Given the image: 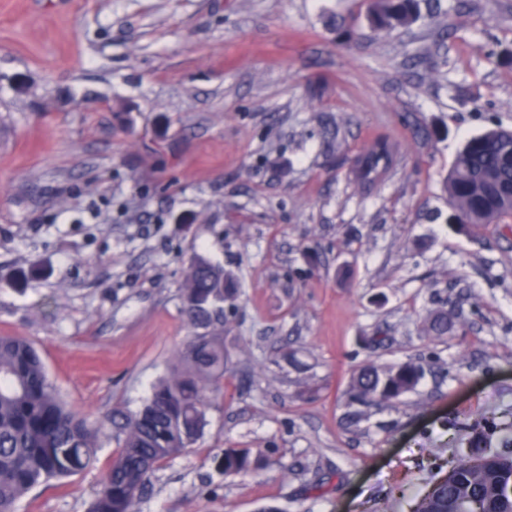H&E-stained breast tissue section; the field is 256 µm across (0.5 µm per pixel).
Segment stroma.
Masks as SVG:
<instances>
[{
  "mask_svg": "<svg viewBox=\"0 0 512 512\" xmlns=\"http://www.w3.org/2000/svg\"><path fill=\"white\" fill-rule=\"evenodd\" d=\"M418 3L375 32L370 0H0V336L73 410L133 413L192 334L191 257L240 290L204 434L132 512H410L467 425L512 422V223L458 231L442 190L512 127V0ZM378 138L397 162L365 191ZM409 360L414 392L352 398ZM228 448L263 469L224 475ZM117 451L104 429L99 466L17 512H89ZM396 152L391 143L377 139L359 153L352 162L355 180L365 188L380 182L392 168ZM423 372L414 361L383 368L368 364L353 378L351 392L366 404L394 401L415 390Z\"/></svg>",
  "mask_w": 512,
  "mask_h": 512,
  "instance_id": "obj_1",
  "label": "stroma"
}]
</instances>
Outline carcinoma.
<instances>
[{"label":"carcinoma","instance_id":"carcinoma-1","mask_svg":"<svg viewBox=\"0 0 512 512\" xmlns=\"http://www.w3.org/2000/svg\"><path fill=\"white\" fill-rule=\"evenodd\" d=\"M418 18L415 0H371L375 30L405 27ZM396 152L377 139L352 162L355 180L365 188L380 182ZM448 201L462 228L504 224L512 218V130L491 128L467 139L444 179ZM238 288L224 265L197 254L190 262L182 306L194 332L180 353L177 368L160 379L137 413L91 421L61 399L45 365L28 342L0 336V512H16L33 487L74 476L97 461L98 438L105 425L115 429L117 457L108 466L90 512H131L148 474L192 450L206 426L203 391L224 379V303ZM452 329L448 311L431 314L430 331ZM423 367L406 361L390 367L363 366L351 392L366 404L399 399L415 390ZM458 448L448 471L417 495L414 512H512V450L494 448L490 436L499 425L494 412ZM226 475L256 473L263 460L246 449L227 448L221 460Z\"/></svg>","mask_w":512,"mask_h":512}]
</instances>
